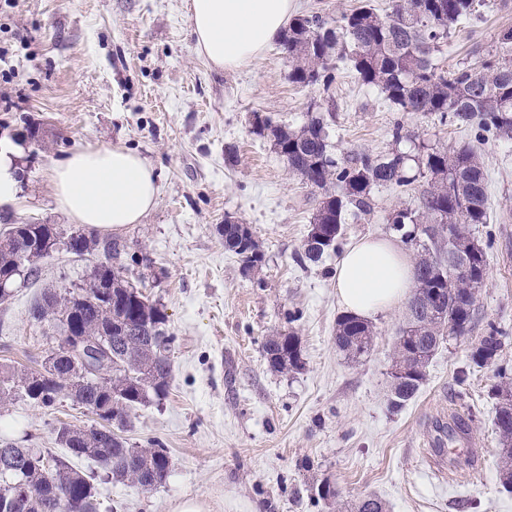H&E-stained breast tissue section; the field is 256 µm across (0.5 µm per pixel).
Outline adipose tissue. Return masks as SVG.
<instances>
[{
    "mask_svg": "<svg viewBox=\"0 0 512 512\" xmlns=\"http://www.w3.org/2000/svg\"><path fill=\"white\" fill-rule=\"evenodd\" d=\"M294 0H189L195 50L211 67L237 70L257 62L283 32ZM58 209L72 223L117 232L140 223L158 195L152 166L119 145L76 150L51 170ZM336 299L350 314L372 318L403 301L413 285L405 251L382 237L356 240L336 263Z\"/></svg>",
    "mask_w": 512,
    "mask_h": 512,
    "instance_id": "ef3b65f1",
    "label": "adipose tissue"
}]
</instances>
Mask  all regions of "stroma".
<instances>
[{"label":"stroma","mask_w":512,"mask_h":512,"mask_svg":"<svg viewBox=\"0 0 512 512\" xmlns=\"http://www.w3.org/2000/svg\"><path fill=\"white\" fill-rule=\"evenodd\" d=\"M187 0H0V139L18 141V204L0 209L8 224L75 226L58 211L50 188L53 163L78 148L119 144L152 165L159 187L142 223L117 232L127 277L162 305L175 336L172 381L123 432L130 443L157 442L170 455L163 484L145 491L105 480L87 459L101 512H173L203 498L212 512H347L375 494L390 512H512V492L499 481L493 388L512 375V142H480L471 127L390 110L376 90L344 71L329 107L335 157L388 152L396 124L418 140L448 150L476 148L488 174V273L471 330L439 349L423 388L398 411L388 401L389 372L406 308L372 320L368 356L352 360L335 344L337 254L300 265L318 190L291 172L253 115L297 129L319 92L292 83L288 56L273 42L256 63L218 71L197 55ZM457 27L445 68L477 63L497 32L512 28V0ZM427 186L379 189L371 215L348 219L344 243L367 235L400 240L389 222L399 207H416ZM248 225L263 254L244 270L216 228ZM102 252L55 254L40 262L34 284L16 282L0 304V365L36 369L55 331L32 316L42 289L82 284ZM297 321H289L291 313ZM509 338L496 360L477 367L471 349L487 324ZM287 330L299 339L303 366H269L266 337ZM470 421L482 463L448 477L433 465L429 445L444 448L448 416ZM71 400L45 410L26 401L0 406V443L22 442L65 455L54 430L90 424ZM329 478L340 492L333 506L314 487Z\"/></svg>","instance_id":"obj_1"}]
</instances>
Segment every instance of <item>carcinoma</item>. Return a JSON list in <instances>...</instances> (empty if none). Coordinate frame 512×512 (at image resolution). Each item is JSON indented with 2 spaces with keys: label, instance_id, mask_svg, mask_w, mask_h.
<instances>
[{
  "label": "carcinoma",
  "instance_id": "obj_1",
  "mask_svg": "<svg viewBox=\"0 0 512 512\" xmlns=\"http://www.w3.org/2000/svg\"><path fill=\"white\" fill-rule=\"evenodd\" d=\"M492 0H392L381 14L372 0L343 11L331 23L323 17L301 15L292 19L281 38L291 62L290 79L316 87L331 99V87L349 68L361 84L378 89L396 112L451 119L476 128L479 141L512 140V28L503 29L477 64L443 69L439 64L451 45L452 31L462 19L479 17L493 8ZM332 115L313 102L307 122L299 130L272 125L271 118L253 113L254 128L273 132L274 146L289 169L322 191L316 213L297 263L319 262L339 251L346 217H365L375 207V190L399 189L420 177L428 178L415 208H399L389 217L407 241L423 245L415 266L414 292L408 302V321L400 328L392 369L405 370L404 381L390 389L389 405L399 410L416 397L426 380L427 363L416 357L421 348L433 356L447 340L466 335L474 322L478 294L487 278L486 246L473 226L488 223L487 174L480 155L470 147L448 152L438 146L416 144L412 155L400 148L416 137L396 125L391 150L384 155L355 153L338 160L331 152ZM224 248L249 270L263 260L245 224L227 222L218 228ZM35 247L26 259L25 280L39 277V262L54 253L77 257L102 249L105 258L117 259L122 244L99 241L83 231L66 233L55 224H11L0 231V275L16 268L23 241ZM95 272L109 277L112 295L84 297L82 292L46 290L34 305L35 316L60 328L42 371L0 370V405L17 398L36 399L52 409L70 397L89 413L110 405L112 415L128 424L135 408L152 398L166 396L172 380L170 350L174 336L168 316L138 288L123 278L122 268L99 264ZM80 316L77 336L94 342L107 331L112 351L97 373L86 370L79 353L70 349L67 325L73 312ZM376 330L363 319L344 314L336 321V347L353 359L368 354ZM505 336L488 324L471 354L472 362H493ZM263 352L275 370L302 365L299 339L292 331L266 339ZM494 429L500 442L499 479L512 491V380L496 385ZM106 416L87 427L62 425L56 441L75 457L100 466L111 480L144 490L161 485L170 471L165 448H141L127 442L104 424ZM92 476L75 469L69 460L41 448L10 445L0 454V512H99ZM356 512H386L377 496L358 501Z\"/></svg>",
  "mask_w": 512,
  "mask_h": 512
}]
</instances>
